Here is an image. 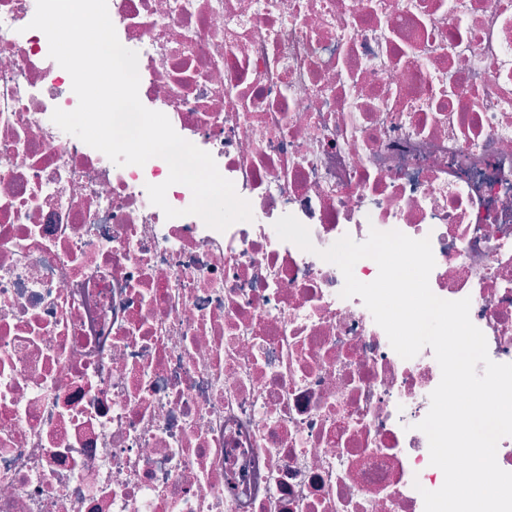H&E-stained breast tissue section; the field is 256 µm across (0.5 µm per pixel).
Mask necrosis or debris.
I'll return each mask as SVG.
<instances>
[{
    "instance_id": "1",
    "label": "necrosis or debris",
    "mask_w": 512,
    "mask_h": 512,
    "mask_svg": "<svg viewBox=\"0 0 512 512\" xmlns=\"http://www.w3.org/2000/svg\"><path fill=\"white\" fill-rule=\"evenodd\" d=\"M35 11L0 0V512H424L440 367L318 253L429 238L512 363V0H108L141 103L251 205L222 232L53 123Z\"/></svg>"
}]
</instances>
